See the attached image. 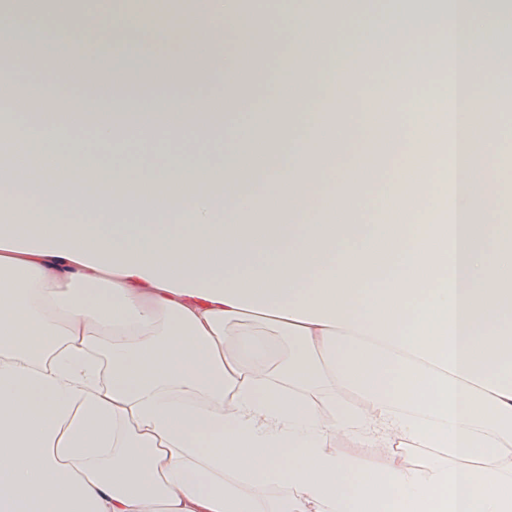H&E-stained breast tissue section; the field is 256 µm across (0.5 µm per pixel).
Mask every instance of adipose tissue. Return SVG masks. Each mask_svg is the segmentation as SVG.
Masks as SVG:
<instances>
[{
  "instance_id": "ef3b65f1",
  "label": "adipose tissue",
  "mask_w": 512,
  "mask_h": 512,
  "mask_svg": "<svg viewBox=\"0 0 512 512\" xmlns=\"http://www.w3.org/2000/svg\"><path fill=\"white\" fill-rule=\"evenodd\" d=\"M403 21L357 0H193L186 67L154 69L159 92L190 82L225 95L226 112L44 113L15 127L12 149L41 197L86 224L41 211L0 223V512H512V222L481 224L471 175L487 151L512 164V115L477 119L490 72L512 80V0H455ZM359 35L337 56L303 60L301 26L330 44L339 21ZM245 33L250 57L225 54L215 22ZM132 22L51 24V43L17 56L39 91L65 82L132 85L101 43ZM450 41L454 112H406L386 133L339 119L378 45L407 54L423 84ZM278 43L290 66L271 72ZM248 86H325L303 128L271 105L241 110L220 74ZM93 139L77 144L75 134ZM222 132L219 158L201 150ZM178 146L156 165L125 160L128 135ZM402 167L451 153L456 224H397L403 181L377 200L355 182L376 142ZM112 149L95 162L98 148ZM112 184L92 194L94 171ZM174 175L196 187L166 189ZM325 193L347 219L328 223ZM109 211H100L101 199ZM178 223H167L168 215ZM377 448L367 463L337 438ZM407 448L435 454L414 467ZM275 489L272 497L260 495Z\"/></svg>"
}]
</instances>
